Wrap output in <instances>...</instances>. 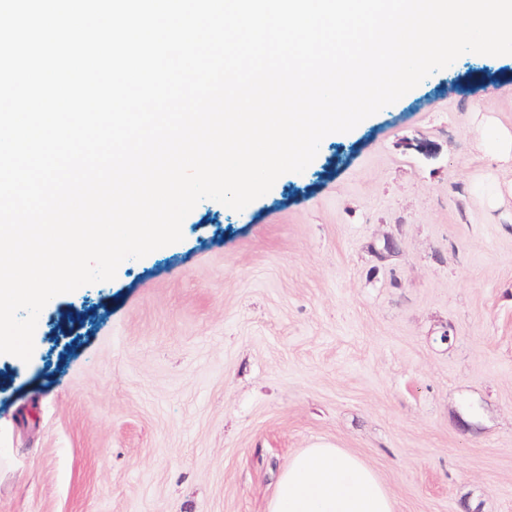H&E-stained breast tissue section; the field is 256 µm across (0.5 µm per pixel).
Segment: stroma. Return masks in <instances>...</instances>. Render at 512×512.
I'll list each match as a JSON object with an SVG mask.
<instances>
[{
  "instance_id": "obj_1",
  "label": "stroma",
  "mask_w": 512,
  "mask_h": 512,
  "mask_svg": "<svg viewBox=\"0 0 512 512\" xmlns=\"http://www.w3.org/2000/svg\"><path fill=\"white\" fill-rule=\"evenodd\" d=\"M511 68L460 56L51 300L0 360V512H266L317 443L395 512H512V166L478 139L512 133V77L479 80Z\"/></svg>"
}]
</instances>
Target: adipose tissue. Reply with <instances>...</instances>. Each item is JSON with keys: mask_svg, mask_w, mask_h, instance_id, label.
I'll return each mask as SVG.
<instances>
[{"mask_svg": "<svg viewBox=\"0 0 512 512\" xmlns=\"http://www.w3.org/2000/svg\"><path fill=\"white\" fill-rule=\"evenodd\" d=\"M267 512H394V502L360 458L317 445L290 460Z\"/></svg>", "mask_w": 512, "mask_h": 512, "instance_id": "ef3b65f1", "label": "adipose tissue"}]
</instances>
